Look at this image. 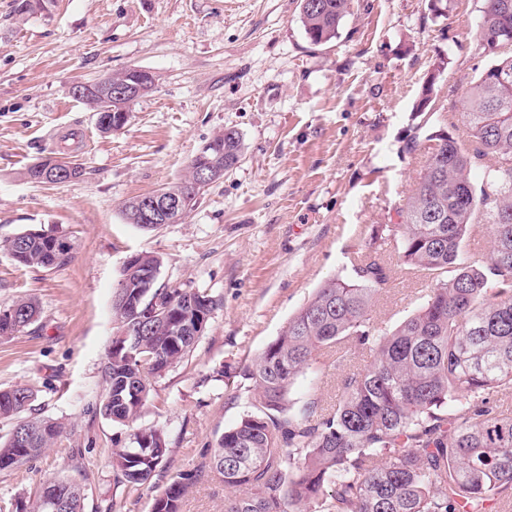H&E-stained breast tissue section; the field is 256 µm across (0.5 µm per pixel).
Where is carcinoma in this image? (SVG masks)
Listing matches in <instances>:
<instances>
[{"instance_id":"carcinoma-1","label":"carcinoma","mask_w":512,"mask_h":512,"mask_svg":"<svg viewBox=\"0 0 512 512\" xmlns=\"http://www.w3.org/2000/svg\"><path fill=\"white\" fill-rule=\"evenodd\" d=\"M309 41L332 42L351 15L352 0H300ZM476 46L493 43L494 62L465 92L471 147L436 134L424 169L408 197L401 224L371 228L374 245L357 256L347 276L324 282L282 333L238 377L246 393L240 419L209 452L208 471L224 483V512H497L512 498V0H484ZM431 75L415 111H431ZM77 100L94 109L130 110L132 97L106 103ZM203 157L225 173L241 159V134L226 127L208 140ZM474 169L483 185L471 182ZM138 199L125 205L131 224L144 230ZM487 225L484 256L465 249L472 228ZM55 233H18L0 241L22 267L53 268L72 247ZM393 245L408 273L428 282L419 307L395 328L373 318L377 297L391 287L385 256ZM151 253L123 267L112 303L115 334L102 369L106 383L99 414L132 426L156 380L197 346L219 301L204 288H150L157 299L142 322L126 301L140 294L141 276L159 270ZM31 299L0 304V338L37 321ZM368 350L369 364L346 372L336 408L310 398L299 409L289 399L295 380L322 358L348 361L349 348ZM33 392L22 385L0 391V472H10L51 447L62 423L35 415ZM30 439L17 441V433ZM168 441L159 427L137 428L129 445L112 449L116 481L130 490L163 467ZM193 482L179 474L154 499L153 512H180ZM63 494L61 512H85L82 487L49 481L29 504L4 512H46L49 486Z\"/></svg>"}]
</instances>
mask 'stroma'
<instances>
[{"mask_svg": "<svg viewBox=\"0 0 512 512\" xmlns=\"http://www.w3.org/2000/svg\"><path fill=\"white\" fill-rule=\"evenodd\" d=\"M483 0H354L333 43L312 45L299 0H45L21 16L0 0V240L53 231L70 261L50 270L15 264L0 249V302L35 300L39 320L0 340V390L30 388L41 417L65 430L46 452L0 474V502L32 500L43 482L83 479L85 512H151L176 474L197 478L181 512H224V485L206 451L242 414L239 378L326 279L348 275L370 229L396 224L427 158V135L460 143L464 93L492 56L473 35ZM432 109L413 105L438 61ZM137 67L153 89L130 106L126 127L101 133L92 109L68 93ZM237 129L240 163L208 185L178 223H128L130 199L183 177L216 132ZM79 164L60 184L26 178L44 157ZM162 260L158 287L205 288L220 306L195 350L157 380L140 425L161 426L165 465L149 484H118L113 449L130 427L104 419L101 367L112 341V299L125 261ZM423 278L399 277L374 317L393 326L422 302ZM353 349L300 376L290 398L336 406Z\"/></svg>", "mask_w": 512, "mask_h": 512, "instance_id": "obj_1", "label": "stroma"}]
</instances>
